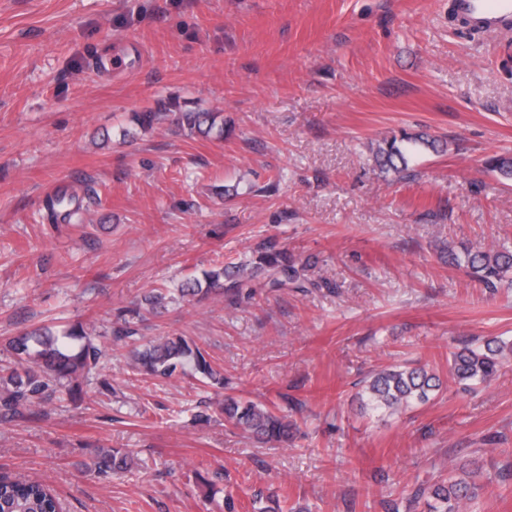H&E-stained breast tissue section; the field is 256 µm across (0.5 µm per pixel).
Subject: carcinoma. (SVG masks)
Here are the masks:
<instances>
[{
	"label": "carcinoma",
	"mask_w": 512,
	"mask_h": 512,
	"mask_svg": "<svg viewBox=\"0 0 512 512\" xmlns=\"http://www.w3.org/2000/svg\"><path fill=\"white\" fill-rule=\"evenodd\" d=\"M173 104L132 114L133 122L146 130L159 123L163 111ZM179 124L189 134L224 136V115L221 112H181ZM440 140L423 133H408L384 138L372 148L375 163L385 172L410 174V164L423 150L438 151ZM487 169L504 180H512V154H494L485 161ZM448 264L486 288H495L503 281L512 282V250L464 246L460 250L448 247ZM308 264L288 254L271 240L257 246L251 260L241 264H222L203 272L202 278H190L179 288L183 298L209 294L233 295L247 283L265 279L272 288L289 284L305 287ZM171 299L164 288H154L143 296L132 316L141 312L158 313ZM137 330L126 321L113 330L116 345L125 347ZM9 350L17 367L0 372V418L12 417L27 407L39 406L60 393L76 401L82 388L77 377L100 369L101 350L91 334L77 322L60 334L49 327H39L15 336ZM133 373L149 380L170 378L186 365L208 387H224V377L214 368L209 355L194 342L182 336H160L130 349ZM512 359V342L497 337L482 343H467L452 354L451 376L460 385H477L491 381L505 362ZM440 377L424 365L394 366L383 369L366 381L361 393L366 410L399 413L426 403L441 389ZM225 423L244 431L261 443L286 442L293 424L279 414L272 402H255L241 397L226 396L218 406ZM135 465L132 451L124 448H95L92 467L102 475L120 474ZM482 467L464 464L448 471L428 487L418 486L412 492L413 502L428 496L435 501L432 512H464L479 495L477 482ZM59 503L49 485L41 480H4L0 478V512H58Z\"/></svg>",
	"instance_id": "carcinoma-1"
}]
</instances>
